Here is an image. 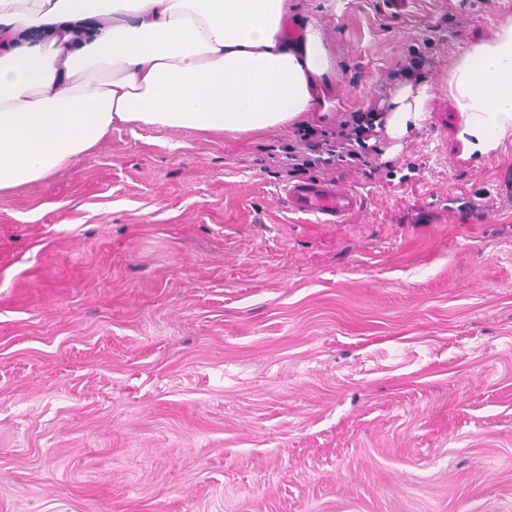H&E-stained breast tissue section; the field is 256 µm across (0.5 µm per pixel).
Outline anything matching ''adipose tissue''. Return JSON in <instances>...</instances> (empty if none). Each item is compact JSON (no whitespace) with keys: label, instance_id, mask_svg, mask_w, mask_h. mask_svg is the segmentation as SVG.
<instances>
[{"label":"adipose tissue","instance_id":"adipose-tissue-1","mask_svg":"<svg viewBox=\"0 0 512 512\" xmlns=\"http://www.w3.org/2000/svg\"><path fill=\"white\" fill-rule=\"evenodd\" d=\"M0 27V191L41 180L113 125L262 131L327 107L332 71L316 21L288 33V0H33ZM111 9V27L72 25ZM53 19L49 49L24 34ZM467 129L512 134V18L448 70ZM430 85L401 86L393 134L421 120Z\"/></svg>","mask_w":512,"mask_h":512}]
</instances>
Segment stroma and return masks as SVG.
<instances>
[{"mask_svg": "<svg viewBox=\"0 0 512 512\" xmlns=\"http://www.w3.org/2000/svg\"><path fill=\"white\" fill-rule=\"evenodd\" d=\"M332 64L323 122L410 56L349 224L288 213L258 133L116 126L0 193V512H512V135L448 69L512 0H288ZM433 96L432 87L428 84L419 85L415 89L411 84L401 86L394 96L395 107L389 120L393 134L399 135L405 132L408 122H413L415 125L418 120H421Z\"/></svg>", "mask_w": 512, "mask_h": 512, "instance_id": "stroma-1", "label": "stroma"}]
</instances>
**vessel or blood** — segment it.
Segmentation results:
<instances>
[{"instance_id": "vessel-or-blood-1", "label": "vessel or blood", "mask_w": 512, "mask_h": 512, "mask_svg": "<svg viewBox=\"0 0 512 512\" xmlns=\"http://www.w3.org/2000/svg\"><path fill=\"white\" fill-rule=\"evenodd\" d=\"M283 202L288 211L315 216L323 224H343L360 206L358 193L349 187L322 181L288 184Z\"/></svg>"}]
</instances>
